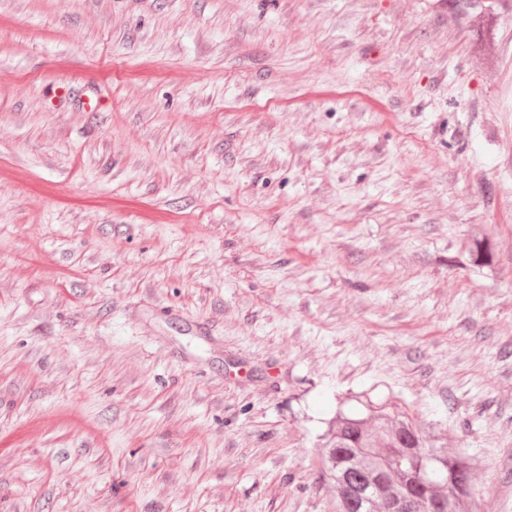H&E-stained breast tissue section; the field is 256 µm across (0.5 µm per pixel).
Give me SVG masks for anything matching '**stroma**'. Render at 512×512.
Wrapping results in <instances>:
<instances>
[{
	"label": "stroma",
	"instance_id": "1",
	"mask_svg": "<svg viewBox=\"0 0 512 512\" xmlns=\"http://www.w3.org/2000/svg\"><path fill=\"white\" fill-rule=\"evenodd\" d=\"M471 40L443 0H0V512H336L367 388L512 512V11Z\"/></svg>",
	"mask_w": 512,
	"mask_h": 512
}]
</instances>
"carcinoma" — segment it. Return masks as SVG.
<instances>
[{
    "label": "carcinoma",
    "instance_id": "1",
    "mask_svg": "<svg viewBox=\"0 0 512 512\" xmlns=\"http://www.w3.org/2000/svg\"><path fill=\"white\" fill-rule=\"evenodd\" d=\"M473 33V51L489 64L496 53L495 18L512 10V0H448ZM473 262L493 264L485 238L469 243ZM362 413L342 410L321 435L325 474L336 492L338 512H375L380 502L392 512H466L472 497L475 464L440 447L429 448L409 416L377 404L363 392Z\"/></svg>",
    "mask_w": 512,
    "mask_h": 512
}]
</instances>
